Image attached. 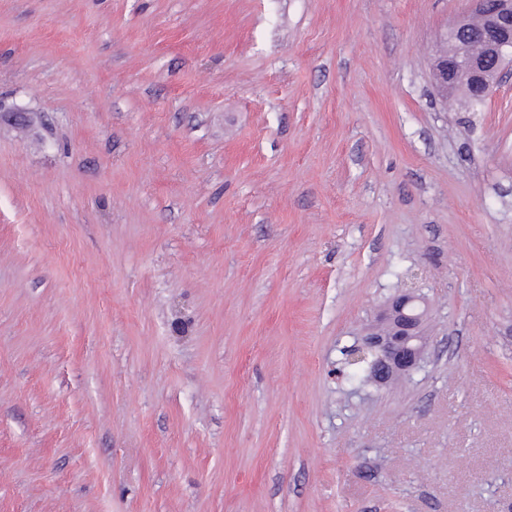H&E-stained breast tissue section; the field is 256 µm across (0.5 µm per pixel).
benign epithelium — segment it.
I'll list each match as a JSON object with an SVG mask.
<instances>
[{
  "instance_id": "obj_1",
  "label": "benign epithelium",
  "mask_w": 512,
  "mask_h": 512,
  "mask_svg": "<svg viewBox=\"0 0 512 512\" xmlns=\"http://www.w3.org/2000/svg\"><path fill=\"white\" fill-rule=\"evenodd\" d=\"M469 2L470 15L480 23L475 26L466 17L448 26L444 39L452 49L435 55L432 83L446 98L457 93L464 79L466 96L485 101L499 80L512 76V0ZM428 314V302L412 279L377 314L361 343L353 346L352 360H369L370 377L377 383L410 374L423 359Z\"/></svg>"
}]
</instances>
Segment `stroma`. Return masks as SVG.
<instances>
[{
  "label": "stroma",
  "instance_id": "1",
  "mask_svg": "<svg viewBox=\"0 0 512 512\" xmlns=\"http://www.w3.org/2000/svg\"><path fill=\"white\" fill-rule=\"evenodd\" d=\"M467 0H0V512H512V78ZM419 369L342 352L408 274ZM470 15L448 26L452 49L435 55L432 83L448 98L466 79L471 100H487L499 80L512 74V0H469ZM474 16L476 26L469 19ZM475 45L479 51H474Z\"/></svg>",
  "mask_w": 512,
  "mask_h": 512
}]
</instances>
